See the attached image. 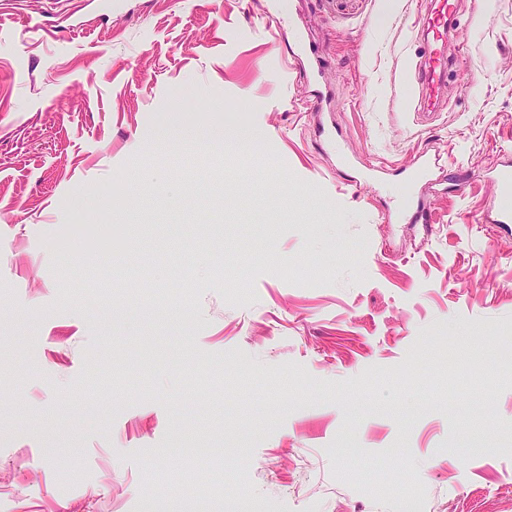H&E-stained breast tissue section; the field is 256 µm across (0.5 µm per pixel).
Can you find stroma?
I'll use <instances>...</instances> for the list:
<instances>
[{
    "instance_id": "35a3bbf8",
    "label": "stroma",
    "mask_w": 512,
    "mask_h": 512,
    "mask_svg": "<svg viewBox=\"0 0 512 512\" xmlns=\"http://www.w3.org/2000/svg\"><path fill=\"white\" fill-rule=\"evenodd\" d=\"M418 2L0 13V512H512V0H462L419 117ZM210 141H214L209 146L218 149L225 148H239L250 149L257 142L251 134H239L234 137H224L223 132H212L210 134ZM427 207L423 199L414 195H408L401 204L405 218L411 224H422L423 229L428 231Z\"/></svg>"
}]
</instances>
